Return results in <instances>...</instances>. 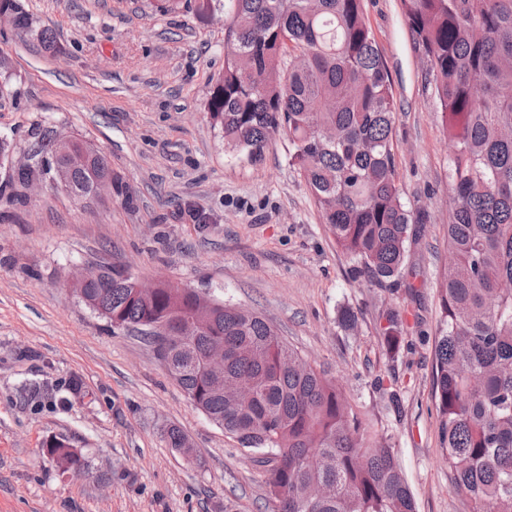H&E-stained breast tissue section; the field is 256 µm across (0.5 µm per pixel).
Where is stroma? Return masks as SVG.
Returning a JSON list of instances; mask_svg holds the SVG:
<instances>
[{
	"label": "stroma",
	"instance_id": "stroma-1",
	"mask_svg": "<svg viewBox=\"0 0 512 512\" xmlns=\"http://www.w3.org/2000/svg\"><path fill=\"white\" fill-rule=\"evenodd\" d=\"M59 53L0 24L13 98L0 138L38 129L107 155L115 190L90 201L34 188L12 201L0 165V512H273L266 472L190 401L137 333L112 327L63 285L87 263L125 269L260 314L389 438L417 512H469L450 481L432 399L448 258L446 125L404 0H364L397 104L400 194L424 212L400 277L371 283L342 252L274 135L253 162L229 152L206 103L224 69V14L154 0H25ZM357 316L353 329L342 310ZM406 324L399 353L379 328ZM395 390L391 406L387 390ZM189 437L193 457L170 448ZM58 438L88 461L67 474L42 453Z\"/></svg>",
	"mask_w": 512,
	"mask_h": 512
}]
</instances>
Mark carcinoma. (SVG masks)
Wrapping results in <instances>:
<instances>
[{"label":"carcinoma","instance_id":"1","mask_svg":"<svg viewBox=\"0 0 512 512\" xmlns=\"http://www.w3.org/2000/svg\"><path fill=\"white\" fill-rule=\"evenodd\" d=\"M452 141L444 319L435 337L433 398L448 473L471 512H512V0H404ZM224 71L206 105L224 145L251 158L283 133L336 245L370 282L396 280L413 218L401 200L394 153L396 106L363 0H224ZM15 30L51 50L22 0H0ZM304 60L291 67L293 54ZM56 133L42 130L38 164L51 167ZM91 186L74 173L67 192ZM118 328L145 335L196 306L193 290L159 283L149 296L117 267L74 289ZM381 335L399 347L389 312ZM198 336L158 354L193 405L270 464L275 512H416L393 448L367 437L363 412L336 383L283 342L256 313L217 302ZM224 346V390L202 359ZM171 447L193 453L188 436ZM65 467L82 458L52 440Z\"/></svg>","mask_w":512,"mask_h":512}]
</instances>
